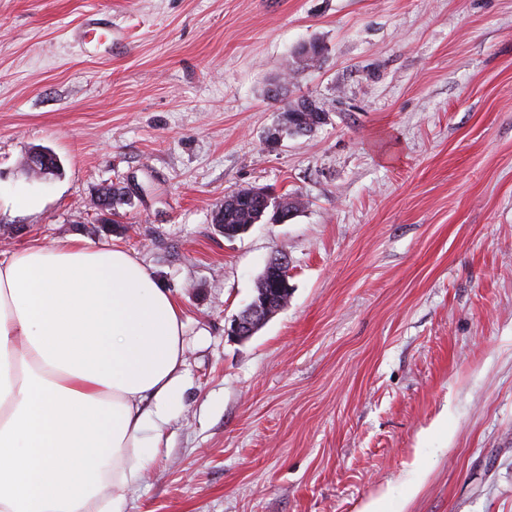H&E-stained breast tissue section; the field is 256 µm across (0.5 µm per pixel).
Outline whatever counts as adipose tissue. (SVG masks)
<instances>
[{"mask_svg": "<svg viewBox=\"0 0 512 512\" xmlns=\"http://www.w3.org/2000/svg\"><path fill=\"white\" fill-rule=\"evenodd\" d=\"M182 310L136 255H0V512H125L181 395Z\"/></svg>", "mask_w": 512, "mask_h": 512, "instance_id": "1", "label": "adipose tissue"}]
</instances>
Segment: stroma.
Instances as JSON below:
<instances>
[{
	"instance_id": "1",
	"label": "stroma",
	"mask_w": 512,
	"mask_h": 512,
	"mask_svg": "<svg viewBox=\"0 0 512 512\" xmlns=\"http://www.w3.org/2000/svg\"><path fill=\"white\" fill-rule=\"evenodd\" d=\"M277 83L326 119L271 147ZM247 188L303 207L225 239ZM1 225L132 251L182 308L126 512H512V0H0ZM275 256L288 305L237 341ZM112 22L106 19H88L77 26L72 33L73 39L79 44L108 45L112 48Z\"/></svg>"
}]
</instances>
